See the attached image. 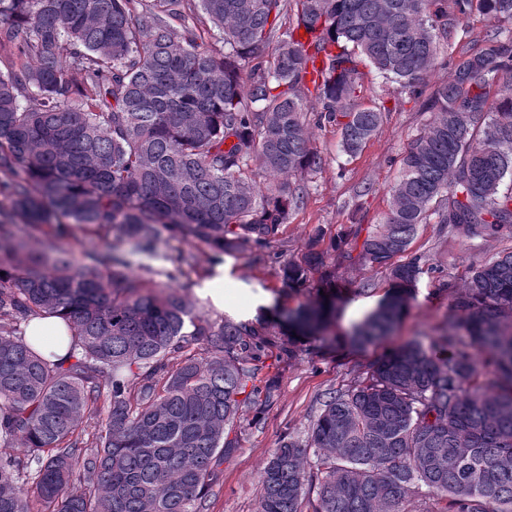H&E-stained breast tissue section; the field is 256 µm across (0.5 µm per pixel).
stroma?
I'll list each match as a JSON object with an SVG mask.
<instances>
[{"label":"stroma","mask_w":512,"mask_h":512,"mask_svg":"<svg viewBox=\"0 0 512 512\" xmlns=\"http://www.w3.org/2000/svg\"><path fill=\"white\" fill-rule=\"evenodd\" d=\"M498 25L488 16H475L459 24L439 64L429 77V89L448 80L452 63L463 53L483 47L484 38ZM359 104L384 106L383 122L375 136L352 156L341 150L342 128L324 124L311 129V144L324 158L322 167L299 176L306 189L304 205L291 211L272 244L282 261L301 259L316 228L333 237L352 224L381 223L389 191L413 139L430 123L432 114L422 103L408 101L397 84L363 67ZM423 255L427 267L419 279L401 322L383 346L359 349L352 331L374 312L391 284L385 272L362 264L356 246L348 257L331 256L326 268L310 271L297 288L285 284L279 264L248 251L224 256L214 266L209 250L175 241L162 242L157 269H171V256H191L196 268L175 284L196 310H203L197 290L212 278L224 281V312L238 320L261 319L272 330H283L287 312L310 304L324 307L322 328L295 337L292 357L273 356L262 370V384L272 385L274 397L257 405V417L244 421L234 450L221 467L218 482L206 499L204 512H256L260 471L283 437L304 439L318 416L328 392L346 390L364 377L368 364L382 349L417 339L427 343L449 331L452 307L473 267L512 251V235L468 238L451 236L439 225H420L411 245ZM335 276V290L325 288L327 274Z\"/></svg>","instance_id":"1"}]
</instances>
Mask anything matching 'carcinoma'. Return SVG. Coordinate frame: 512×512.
Returning <instances> with one entry per match:
<instances>
[{"label": "carcinoma", "mask_w": 512, "mask_h": 512, "mask_svg": "<svg viewBox=\"0 0 512 512\" xmlns=\"http://www.w3.org/2000/svg\"><path fill=\"white\" fill-rule=\"evenodd\" d=\"M475 13L512 23V0H0V443L25 449L0 459V512H202L226 428L260 394L272 350H293L259 320L212 319L171 284L151 289L133 258L159 257L164 233L216 257L268 250L304 203L292 178L323 164L307 98L355 154L383 119L356 103L359 65L417 99ZM485 43L435 89L363 240L362 262L392 282L356 329L363 347L406 312L425 261L392 260L420 225L512 234V89L491 94L512 71V31ZM77 228L104 249L80 261L59 248ZM346 240L323 248L317 229L285 283ZM52 314L77 338L68 364L22 339L21 324ZM454 317L467 340L386 350L328 393L306 440H282L261 469L257 512H303L314 481L312 512H512V251L472 269ZM287 321L311 334L322 311Z\"/></svg>", "instance_id": "obj_1"}]
</instances>
